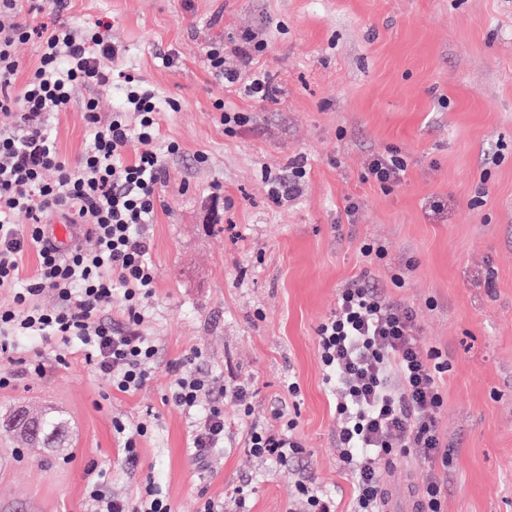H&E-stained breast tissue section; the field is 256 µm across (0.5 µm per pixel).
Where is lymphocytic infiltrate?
I'll use <instances>...</instances> for the list:
<instances>
[{"mask_svg": "<svg viewBox=\"0 0 512 512\" xmlns=\"http://www.w3.org/2000/svg\"><path fill=\"white\" fill-rule=\"evenodd\" d=\"M18 2L0 0V15L10 18L0 22V112L16 117L14 125L0 128V288L18 281L28 249H36L39 265L26 286L16 289L12 305L0 306V351H15L20 336L74 345L112 390L133 392L149 380L157 354L143 329L154 293L144 228L157 205L165 161L180 150L174 142L159 146V114L180 104L125 74L122 106L108 122H101L95 98L84 101L91 141L76 163H67L50 134L49 118L68 107L75 86L105 85L122 48L100 27L80 35L61 22L33 31L24 14L44 11L46 0H26L23 8ZM34 37L40 41L38 62L22 79L15 46ZM207 57L211 75L239 84L245 97L274 98L266 72L257 69L241 78L227 67L218 44ZM406 169L400 151L390 148L369 156L365 177L388 188L403 183ZM49 170L56 172L55 181L45 180ZM56 216L75 235L92 238L93 248L77 243L61 250L45 231ZM42 294L55 295L57 306L39 307L35 298ZM114 307L122 324L103 317ZM316 336L340 420L339 462L353 488L349 512H380L385 468L417 451L429 463L418 512H442L449 450L438 415L448 364L420 343L414 312L361 274L340 288L336 308ZM212 390V379L185 368L165 397L182 411L196 412L189 445L202 460L224 445V406L210 401ZM274 417L279 430L251 428L245 448L252 457L284 466L303 448L295 420L280 409ZM89 502L91 512H172L153 486L133 501L109 494L98 476L89 484Z\"/></svg>", "mask_w": 512, "mask_h": 512, "instance_id": "1", "label": "lymphocytic infiltrate"}]
</instances>
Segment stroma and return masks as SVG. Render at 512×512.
Listing matches in <instances>:
<instances>
[{
  "label": "stroma",
  "mask_w": 512,
  "mask_h": 512,
  "mask_svg": "<svg viewBox=\"0 0 512 512\" xmlns=\"http://www.w3.org/2000/svg\"><path fill=\"white\" fill-rule=\"evenodd\" d=\"M58 18L110 22L123 48L106 85L77 88L55 114L62 158L75 162L89 143L83 99L96 98L105 120L120 106L121 74L181 104L160 115L161 143L180 151L166 160L145 228L155 275L145 333L158 358L140 390L121 393L52 339L22 342L44 362L40 376L0 355V373L14 378L0 390V413L61 410L71 439L20 453L0 441V512H87L93 466L107 491L130 499L154 483L174 512H198L208 497L235 512L241 488L249 512H300V479L347 512L352 486L315 330L338 289L364 271L415 311L421 342L448 359L444 512H512V0H68ZM245 31L267 43L254 60L277 88L265 103L207 67L217 41L240 65ZM167 53L174 66L162 63ZM218 99L250 117L234 135ZM388 148L401 150L407 171L385 190L363 173ZM295 160L307 170L300 193L275 205L262 172ZM373 242L384 258L362 254ZM190 356L219 383L251 389L250 414L225 402L224 448L204 468L188 446L190 418L165 401ZM276 408L295 419L306 449L285 467L244 448L250 427L274 425ZM116 417L153 425L136 466L112 433ZM426 471L419 456L386 470L394 512H414Z\"/></svg>",
  "instance_id": "stroma-1"
}]
</instances>
